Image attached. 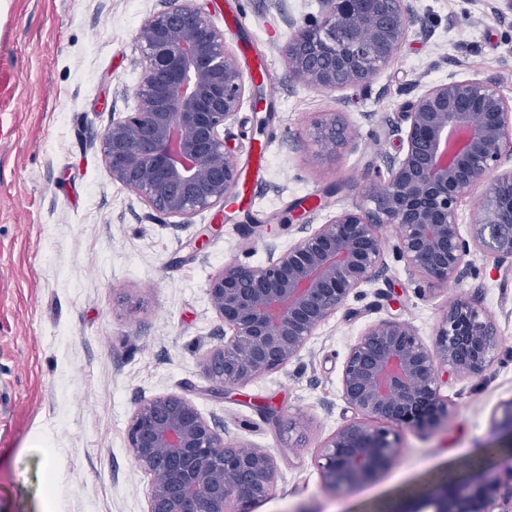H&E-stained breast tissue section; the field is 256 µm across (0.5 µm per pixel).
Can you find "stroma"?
Returning a JSON list of instances; mask_svg holds the SVG:
<instances>
[{
  "label": "stroma",
  "instance_id": "35a3bbf8",
  "mask_svg": "<svg viewBox=\"0 0 512 512\" xmlns=\"http://www.w3.org/2000/svg\"><path fill=\"white\" fill-rule=\"evenodd\" d=\"M167 0H5L0 61L15 78L0 99V512H147L149 475L127 448L138 406L176 393L246 448L275 452L277 478L252 512H389L429 493L447 472L502 479L511 440L493 424L512 399V278L474 255L458 282L428 285L382 232L387 269L358 289L282 370L227 388L204 361L224 342L206 288L224 262L258 265L267 245L286 248L299 223L321 224L364 204L402 105L424 86L480 74L512 99V13L486 0H410L424 24L367 91H326L293 80L290 34L320 0H199L215 26L239 9L248 26L227 35L238 68L269 61L273 88L254 81L229 145L240 169L274 136L250 209L233 199L173 224L113 182L101 138L138 106L143 79L135 35ZM344 113L350 143L333 155L306 135ZM480 303L498 328L491 366L449 374L440 428L396 429L401 453L375 481L335 494L320 444L354 414L341 397L350 346L371 324L411 322L435 340L457 297ZM56 462L55 477L43 466Z\"/></svg>",
  "mask_w": 512,
  "mask_h": 512
}]
</instances>
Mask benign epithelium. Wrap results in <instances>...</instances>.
Returning <instances> with one entry per match:
<instances>
[{"label": "benign epithelium", "mask_w": 512, "mask_h": 512, "mask_svg": "<svg viewBox=\"0 0 512 512\" xmlns=\"http://www.w3.org/2000/svg\"><path fill=\"white\" fill-rule=\"evenodd\" d=\"M419 17L408 0H322L319 17L286 45L288 71L327 90L365 91L392 65ZM144 70L139 107L112 121L102 153L112 181L153 210L185 224L237 188L236 157L226 132L246 93L224 31L192 0H168L137 30ZM394 132L403 153L366 187L367 204L323 224H301L285 250L267 248L262 265L228 261L207 294L224 323V344L209 350V373L227 386L283 369L349 295L386 270L381 230L398 229L395 251L429 284L459 280L479 253L512 274V99L478 74L450 77L406 101ZM333 155L352 138L342 112L308 130ZM482 190L472 223L462 229L461 201ZM496 324L479 304L456 299L427 344L410 322L380 320L350 346L342 399L356 415L320 445L318 467L333 490L374 481L401 449L393 428L439 425L448 405L439 372L482 373L492 363ZM498 430L512 437V399L499 406ZM134 464L150 476L147 512H246L277 478L275 454L242 450L190 400L155 396L139 405L127 431ZM506 482L452 477L392 512H512V467Z\"/></svg>", "instance_id": "benign-epithelium-1"}]
</instances>
